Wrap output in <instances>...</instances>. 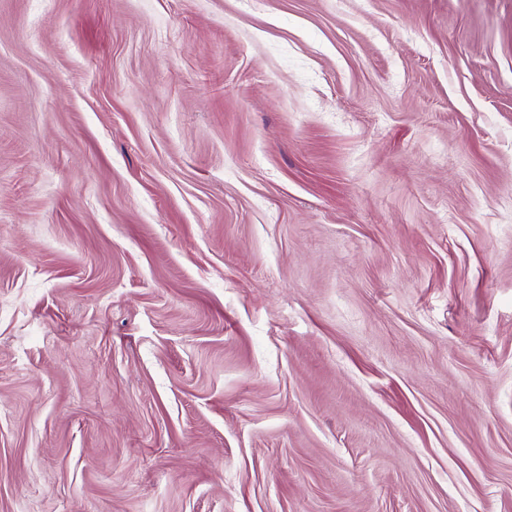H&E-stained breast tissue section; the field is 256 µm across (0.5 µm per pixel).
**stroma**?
<instances>
[{
    "mask_svg": "<svg viewBox=\"0 0 512 512\" xmlns=\"http://www.w3.org/2000/svg\"><path fill=\"white\" fill-rule=\"evenodd\" d=\"M0 512H512V0H0Z\"/></svg>",
    "mask_w": 512,
    "mask_h": 512,
    "instance_id": "35a3bbf8",
    "label": "stroma"
}]
</instances>
